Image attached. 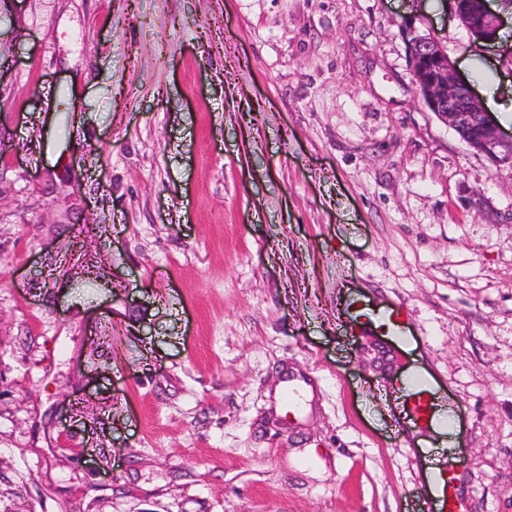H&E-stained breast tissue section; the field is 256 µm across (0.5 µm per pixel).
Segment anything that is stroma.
<instances>
[{
	"label": "stroma",
	"instance_id": "35a3bbf8",
	"mask_svg": "<svg viewBox=\"0 0 512 512\" xmlns=\"http://www.w3.org/2000/svg\"><path fill=\"white\" fill-rule=\"evenodd\" d=\"M487 6L493 45L452 0H0V512H412L416 369L512 512V164L402 31L507 110ZM416 17L404 19L411 73L425 106L465 145L495 162L512 163V135H505L474 87L462 78L437 37L421 32ZM365 318L371 322L376 321L378 328L386 336H396L402 332L406 322V316L400 309H393L392 311H378L366 307L360 300L352 299L348 302L347 314L345 322H349L351 329L354 328L359 322L358 319Z\"/></svg>",
	"mask_w": 512,
	"mask_h": 512
}]
</instances>
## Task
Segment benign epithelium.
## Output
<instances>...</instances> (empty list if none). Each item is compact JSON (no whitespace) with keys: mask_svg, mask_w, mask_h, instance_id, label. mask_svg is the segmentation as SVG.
I'll list each match as a JSON object with an SVG mask.
<instances>
[{"mask_svg":"<svg viewBox=\"0 0 512 512\" xmlns=\"http://www.w3.org/2000/svg\"><path fill=\"white\" fill-rule=\"evenodd\" d=\"M454 12L478 40L497 39L500 19L485 0H453ZM411 73L425 106L446 126L452 128L465 145L495 162L512 163V135H506L481 102L474 87L462 78L437 37L416 27V18L404 19Z\"/></svg>","mask_w":512,"mask_h":512,"instance_id":"benign-epithelium-1","label":"benign epithelium"}]
</instances>
